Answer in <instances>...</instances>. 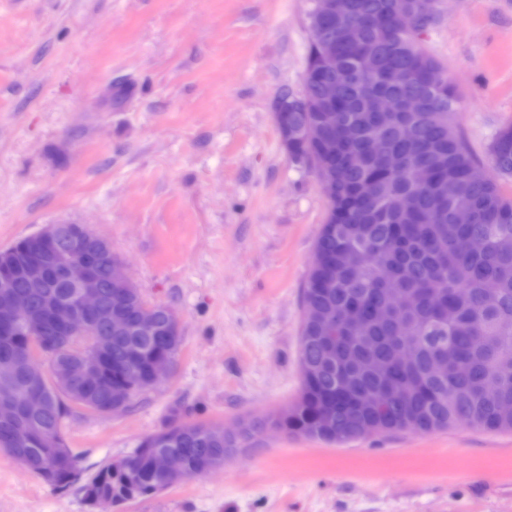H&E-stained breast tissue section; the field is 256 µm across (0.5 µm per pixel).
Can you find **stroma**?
<instances>
[{
	"instance_id": "obj_1",
	"label": "stroma",
	"mask_w": 512,
	"mask_h": 512,
	"mask_svg": "<svg viewBox=\"0 0 512 512\" xmlns=\"http://www.w3.org/2000/svg\"><path fill=\"white\" fill-rule=\"evenodd\" d=\"M310 0H0V249L87 224L144 297L181 316L171 372L128 409L65 421L84 475L172 416L226 426L300 388L301 289L330 200L284 149ZM416 40L462 94L488 161L512 123V0H434ZM0 512H89L0 452ZM114 512H512V432L271 433Z\"/></svg>"
}]
</instances>
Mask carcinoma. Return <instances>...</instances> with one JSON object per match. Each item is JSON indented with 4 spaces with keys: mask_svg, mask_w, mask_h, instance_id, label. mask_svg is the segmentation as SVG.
I'll return each mask as SVG.
<instances>
[{
    "mask_svg": "<svg viewBox=\"0 0 512 512\" xmlns=\"http://www.w3.org/2000/svg\"><path fill=\"white\" fill-rule=\"evenodd\" d=\"M417 2L345 0L334 13H309L316 40L310 41L305 86L288 90L302 100L288 113L295 133L291 154L297 160L308 151L317 155V171L336 176V199L303 288L299 364H308L311 375L281 410L289 435L336 443L460 424L512 432V198L501 193L458 130L457 89L447 80L438 86L428 80L441 65L415 40L414 31L433 21ZM323 44L335 53L327 68L318 62ZM326 81L336 83V102L329 106L319 101ZM381 97L405 110L382 118L371 110ZM489 153L498 175L511 178V124L500 129ZM403 197L411 198L410 206L397 205ZM462 210L472 214L471 223H457ZM462 239L477 247L460 253ZM30 245L26 237L0 251L14 263V292L35 327L0 335V367L11 370L10 390L0 387V396L18 405L15 420L0 421V450L61 490L81 474L64 435L70 409L101 415L113 387L136 383V394L151 388L152 358L175 357L182 337L166 330L169 306L163 304L151 306L159 319L156 334L109 335L108 316L147 303L134 285L121 293L112 288L113 255L102 241L85 256L95 263L105 311L95 317L93 337L61 341L64 328L53 311L77 289L58 275L30 283L24 275ZM94 337L107 340L95 357L97 385L56 380V369L90 357ZM445 353L448 373L434 379L429 367ZM34 388L45 401L39 409L25 401ZM370 395L382 406L362 408ZM251 442L248 432L224 439L217 423L174 420L129 456L88 476L84 498L90 506L102 497L121 506L154 495L172 486L152 470L157 455H182L191 478Z\"/></svg>",
    "mask_w": 512,
    "mask_h": 512,
    "instance_id": "1",
    "label": "carcinoma"
}]
</instances>
